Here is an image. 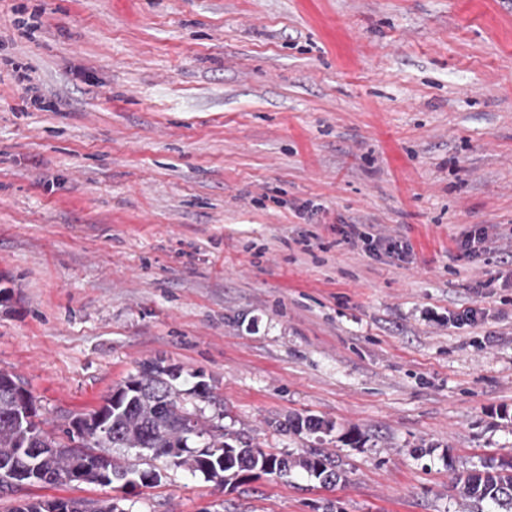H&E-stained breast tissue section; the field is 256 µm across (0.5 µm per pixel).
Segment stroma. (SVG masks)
Instances as JSON below:
<instances>
[{"label":"stroma","mask_w":512,"mask_h":512,"mask_svg":"<svg viewBox=\"0 0 512 512\" xmlns=\"http://www.w3.org/2000/svg\"><path fill=\"white\" fill-rule=\"evenodd\" d=\"M480 225L496 247L465 255ZM510 277L512 0H0V369L57 429L160 361L211 423L346 474L160 459L0 512H473L455 470L512 458ZM279 427L297 434L305 432L311 435L319 433L327 435L334 429V424L315 415L294 414L289 415L284 422H280ZM68 500V501H63ZM58 501H63L64 506L59 509V511L64 512H81L82 507L80 505L74 504L80 503L84 504L90 507L89 512H122L117 511V507L111 500L106 501H92V500H86V499H64V498H53V499H47V500H37L39 510L35 512H51V509L54 508L55 504ZM72 501V502H69Z\"/></svg>","instance_id":"stroma-1"}]
</instances>
